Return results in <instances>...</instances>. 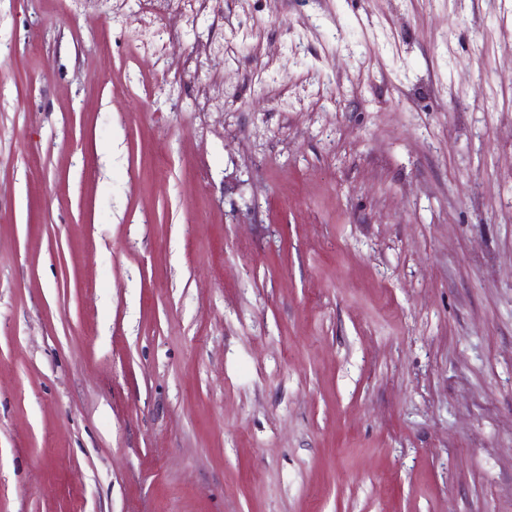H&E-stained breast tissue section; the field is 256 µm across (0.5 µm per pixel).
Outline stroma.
<instances>
[{
	"mask_svg": "<svg viewBox=\"0 0 512 512\" xmlns=\"http://www.w3.org/2000/svg\"><path fill=\"white\" fill-rule=\"evenodd\" d=\"M0 0V512H512V0Z\"/></svg>",
	"mask_w": 512,
	"mask_h": 512,
	"instance_id": "obj_1",
	"label": "stroma"
}]
</instances>
